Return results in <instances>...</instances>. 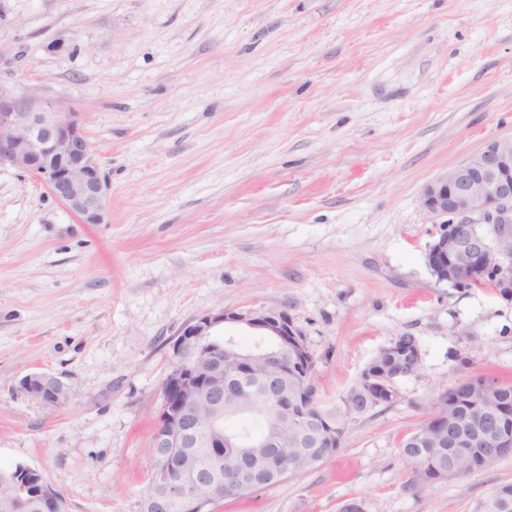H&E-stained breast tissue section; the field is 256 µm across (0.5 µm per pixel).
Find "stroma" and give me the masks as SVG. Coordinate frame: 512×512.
Here are the masks:
<instances>
[{
    "label": "stroma",
    "instance_id": "1",
    "mask_svg": "<svg viewBox=\"0 0 512 512\" xmlns=\"http://www.w3.org/2000/svg\"><path fill=\"white\" fill-rule=\"evenodd\" d=\"M0 85L79 115L110 183L80 223L0 166V466L69 512H141L173 344L283 310L336 403L380 348L423 365L336 453L216 512H475L512 455L422 489L400 454L439 394L512 383V301L436 282L441 172L512 135V0H0ZM47 372L69 401L15 393Z\"/></svg>",
    "mask_w": 512,
    "mask_h": 512
}]
</instances>
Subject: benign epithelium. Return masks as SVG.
<instances>
[{"label": "benign epithelium", "instance_id": "benign-epithelium-1", "mask_svg": "<svg viewBox=\"0 0 512 512\" xmlns=\"http://www.w3.org/2000/svg\"><path fill=\"white\" fill-rule=\"evenodd\" d=\"M9 164L37 179L82 224H101L105 218L110 185L78 119L63 102H43L0 86V165ZM423 207L446 218L445 229L428 245L426 263L439 283L459 288H481L490 281L501 296L512 298V136L495 138L484 149L448 169L425 185ZM234 323L257 333L264 344L241 349L227 337L224 344L211 340L218 325ZM301 331L284 311H221L185 324L173 344L174 362L163 387L158 425L152 435L154 481L163 490L160 498L147 497L149 512H168L179 502L184 512H212L224 496L242 494L261 485L272 488L288 477V464L272 462L266 481L256 479V459L233 434L224 432V402L240 403L242 412L274 406L283 414L263 442L264 448H303L300 430L313 428L315 444H336V424L318 414L292 411L294 392L288 380L313 377ZM380 356L403 358L396 379L387 383L371 373L362 383L375 390L381 406L399 397L397 380L415 376L422 368V354L413 336H400L378 351ZM476 388L491 399L506 384L482 376L458 383L440 394L430 419L441 430L450 448L469 444L448 412L455 407L456 391ZM68 385L45 373L24 376L15 391L49 407L65 404L61 393ZM483 437L502 450H512V433L503 432L492 407L480 421ZM183 448H238L233 478L222 482L208 468H193ZM12 495L0 498V512H17L26 502H36L42 512H64L65 500L44 474L20 464L7 480Z\"/></svg>", "mask_w": 512, "mask_h": 512}]
</instances>
